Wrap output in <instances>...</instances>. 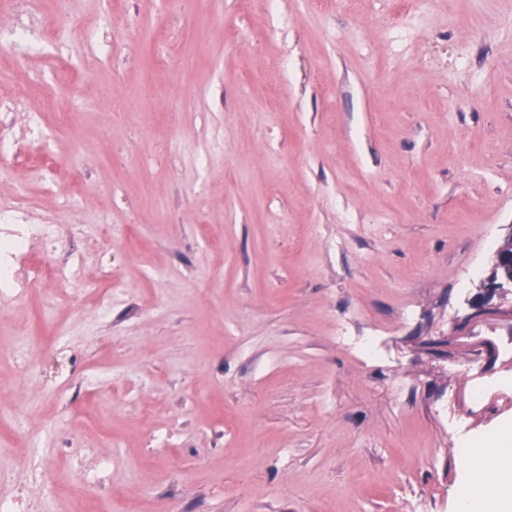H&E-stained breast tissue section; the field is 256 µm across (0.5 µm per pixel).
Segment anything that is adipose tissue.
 <instances>
[{
	"label": "adipose tissue",
	"instance_id": "1",
	"mask_svg": "<svg viewBox=\"0 0 512 512\" xmlns=\"http://www.w3.org/2000/svg\"><path fill=\"white\" fill-rule=\"evenodd\" d=\"M458 464L469 475L456 491L459 512H512V431L495 446L462 449Z\"/></svg>",
	"mask_w": 512,
	"mask_h": 512
}]
</instances>
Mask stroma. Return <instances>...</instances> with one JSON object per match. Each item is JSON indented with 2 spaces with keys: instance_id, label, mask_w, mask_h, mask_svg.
<instances>
[{
  "instance_id": "obj_1",
  "label": "stroma",
  "mask_w": 512,
  "mask_h": 512,
  "mask_svg": "<svg viewBox=\"0 0 512 512\" xmlns=\"http://www.w3.org/2000/svg\"><path fill=\"white\" fill-rule=\"evenodd\" d=\"M397 2L75 0L74 32L0 72V93L45 86L16 121L51 129L0 198L20 185L151 245L74 237L85 307L39 287L16 308L0 496L32 487L13 433L33 408L47 477L110 461L97 512H455L461 448L512 427V288L486 286L512 237V0ZM147 79L162 97L136 96ZM63 111L76 128L54 130ZM105 263L122 277L101 313Z\"/></svg>"
}]
</instances>
